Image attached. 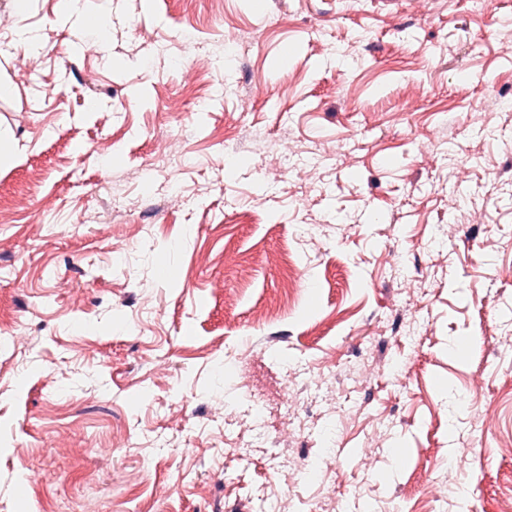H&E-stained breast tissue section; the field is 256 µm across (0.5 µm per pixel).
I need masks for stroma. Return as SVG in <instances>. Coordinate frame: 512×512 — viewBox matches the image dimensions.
I'll use <instances>...</instances> for the list:
<instances>
[{
  "mask_svg": "<svg viewBox=\"0 0 512 512\" xmlns=\"http://www.w3.org/2000/svg\"><path fill=\"white\" fill-rule=\"evenodd\" d=\"M505 25L512 0H0V512L512 503ZM248 393L279 446L225 438Z\"/></svg>",
  "mask_w": 512,
  "mask_h": 512,
  "instance_id": "stroma-1",
  "label": "stroma"
}]
</instances>
